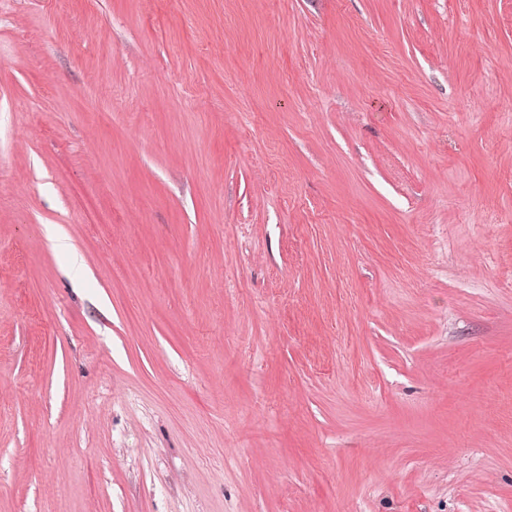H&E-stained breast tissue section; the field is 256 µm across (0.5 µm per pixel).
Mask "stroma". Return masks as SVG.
I'll return each instance as SVG.
<instances>
[{"mask_svg":"<svg viewBox=\"0 0 512 512\" xmlns=\"http://www.w3.org/2000/svg\"><path fill=\"white\" fill-rule=\"evenodd\" d=\"M0 389V512H512V0H0Z\"/></svg>","mask_w":512,"mask_h":512,"instance_id":"35a3bbf8","label":"stroma"}]
</instances>
